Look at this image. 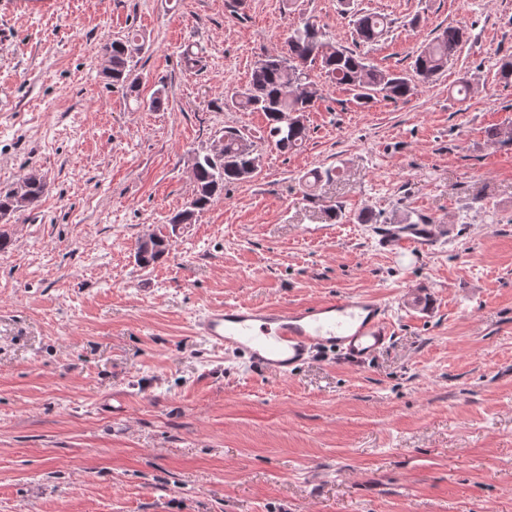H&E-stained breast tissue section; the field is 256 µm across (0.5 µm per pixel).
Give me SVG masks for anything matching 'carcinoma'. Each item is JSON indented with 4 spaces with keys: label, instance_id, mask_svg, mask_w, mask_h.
<instances>
[{
    "label": "carcinoma",
    "instance_id": "cac0c4a2",
    "mask_svg": "<svg viewBox=\"0 0 512 512\" xmlns=\"http://www.w3.org/2000/svg\"><path fill=\"white\" fill-rule=\"evenodd\" d=\"M356 33L363 42L372 43L387 27L386 18L375 14H360L354 20ZM465 32L449 26L413 56L412 72L421 83H429L448 65L456 54ZM285 53L264 52L254 63L250 81L241 87L224 92V106L263 113L266 126L262 139L282 153L300 147L307 140L305 114L317 100L311 90L310 71L318 66L330 82L348 87L359 104H367L379 97L386 100L408 98L413 91L411 78L402 72L382 69L370 64L367 58L353 50L337 45L326 38L314 23L292 29L287 38ZM142 49L139 34L129 33L122 39L100 46L109 56L111 66L108 78L112 84L135 96L138 85L130 79L134 52ZM224 153L209 150L196 153L194 164L195 191L185 207L170 217L171 224H190L197 214L208 209L224 195L228 184L244 182L257 174L256 142L250 132L228 127L222 132ZM28 208L38 206L45 193V185L37 179H23ZM158 248L143 253L135 249L136 261L150 267L167 253V239L162 233Z\"/></svg>",
    "mask_w": 512,
    "mask_h": 512
}]
</instances>
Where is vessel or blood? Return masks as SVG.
I'll list each match as a JSON object with an SVG mask.
<instances>
[{
    "mask_svg": "<svg viewBox=\"0 0 512 512\" xmlns=\"http://www.w3.org/2000/svg\"><path fill=\"white\" fill-rule=\"evenodd\" d=\"M434 239L431 224L388 225L380 244L391 252H419ZM195 332L225 353L246 356L257 371L285 375L321 349L336 350L350 364L365 363L390 341L395 322L375 295L353 293L306 307L217 306L200 316Z\"/></svg>",
    "mask_w": 512,
    "mask_h": 512,
    "instance_id": "1",
    "label": "vessel or blood"
}]
</instances>
